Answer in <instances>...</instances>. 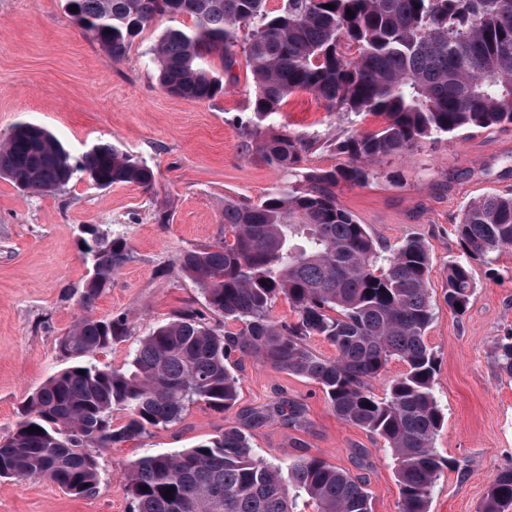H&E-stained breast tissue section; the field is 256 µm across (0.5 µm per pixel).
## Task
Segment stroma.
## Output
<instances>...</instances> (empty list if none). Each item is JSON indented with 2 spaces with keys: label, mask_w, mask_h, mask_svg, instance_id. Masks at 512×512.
Segmentation results:
<instances>
[{
  "label": "stroma",
  "mask_w": 512,
  "mask_h": 512,
  "mask_svg": "<svg viewBox=\"0 0 512 512\" xmlns=\"http://www.w3.org/2000/svg\"><path fill=\"white\" fill-rule=\"evenodd\" d=\"M166 25L156 21L115 61L76 25L65 0H0V140L16 123L32 122L57 136L72 157L108 141L155 172L148 190L103 188L78 174L58 191L39 193L0 178L1 436L14 429L27 398L68 364L59 341L82 314L79 298L90 271L80 251L81 226L120 233L130 249V260L93 309L102 319L130 317V336L90 357L122 369L159 323L201 307V292L178 259L223 238L225 200L259 202L280 180L243 148L240 123L254 98L244 55L229 70L224 94L208 101L170 96L144 61ZM379 125L372 115L326 111L304 90L288 96L274 120L278 130L321 138L306 160L324 169L347 162L340 146L352 133ZM511 190L512 126L425 139L407 155L377 164L364 185L336 188L377 248L416 236L430 252L433 320L425 342L437 360L434 392L445 416L433 446L466 467L442 470L429 512H480L493 477L512 468V378L499 370L494 349L512 330V249L472 262L474 291L465 314L451 312L443 300L448 265L462 257L455 224L474 199ZM162 208L170 210V223H156ZM233 361L239 379L233 409L196 403L175 424L102 449L97 491L89 498L43 478L0 480V512H131L130 460L192 447L227 425L245 428L263 461L281 464L309 453L364 476L373 512H398L395 460L382 438L339 419L313 381L251 356ZM284 401L302 404V427L248 426L247 413Z\"/></svg>",
  "instance_id": "1"
}]
</instances>
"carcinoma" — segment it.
Masks as SVG:
<instances>
[{
	"label": "carcinoma",
	"instance_id": "1",
	"mask_svg": "<svg viewBox=\"0 0 512 512\" xmlns=\"http://www.w3.org/2000/svg\"><path fill=\"white\" fill-rule=\"evenodd\" d=\"M72 5L78 11L71 18L114 60L152 22L192 18L190 29L164 28L147 52L161 87L177 98L223 93L207 57L220 55L229 69L242 50L255 85L252 115L241 126L244 146L284 179L257 204L224 201L226 239L179 258L207 310L237 330L213 328L201 310L186 309L139 341L126 370L84 362L131 331L126 315L91 313L130 259L123 236L91 225L83 251L91 265L81 294L85 313L60 340L74 362L31 394L14 430L0 438V479L46 478L71 495L92 496L98 449L174 423L196 402L233 408L238 378L231 358L238 352L320 384L337 417L388 444L399 512H428L439 473L461 467L433 448L444 416L433 393L435 357L425 343L433 316L430 255L415 236L387 255L378 251L336 187L365 184L369 165L424 139L512 125V0H285L276 11L266 0H66ZM297 90L330 112L370 114L382 125L344 141L342 166L306 167L317 141L273 126L281 102ZM77 173L100 187L149 189L155 181L152 167L113 143H97L74 162L39 125L17 124L0 142V177L19 188L56 191ZM455 232L464 258L448 264L443 298L462 315L474 290L469 261L512 247V192L473 200ZM281 296L297 321L270 317ZM313 336L335 357L313 353ZM496 358L512 377V331L497 342ZM393 359L407 369L378 398L371 382ZM117 411L127 416L118 427ZM303 414L302 405L281 403L247 420L299 425ZM30 426L42 432L31 434ZM126 480L132 512H293L292 497L302 494L314 512H372L360 478L310 454L285 469L264 462L235 425L190 448L131 460ZM170 488L173 498L163 497ZM511 506L512 468L490 481L481 512Z\"/></svg>",
	"mask_w": 512,
	"mask_h": 512
}]
</instances>
